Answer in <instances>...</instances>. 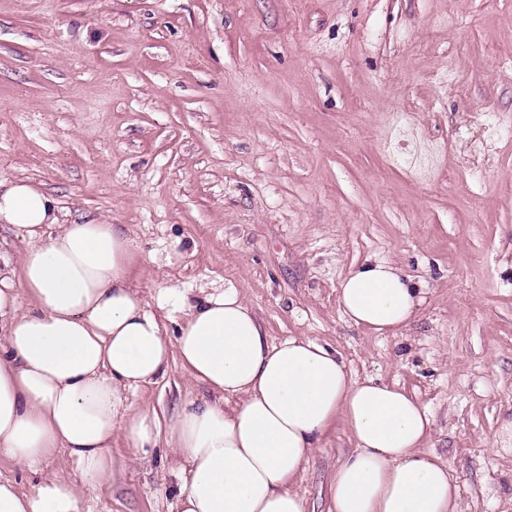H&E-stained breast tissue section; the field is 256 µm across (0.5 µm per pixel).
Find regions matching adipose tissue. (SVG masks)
I'll return each instance as SVG.
<instances>
[{"instance_id": "obj_1", "label": "adipose tissue", "mask_w": 512, "mask_h": 512, "mask_svg": "<svg viewBox=\"0 0 512 512\" xmlns=\"http://www.w3.org/2000/svg\"><path fill=\"white\" fill-rule=\"evenodd\" d=\"M0 224L26 244L17 257L0 252V461L37 477L25 489L0 478V512H84L87 495L130 464L112 448L117 436L132 458L170 449L174 512H308L292 483L339 418L354 450L327 483V512H457L459 488L426 450L429 412L404 389L352 380L310 337L272 343L229 283L195 296L163 288L148 308L130 283L124 226L62 222L28 181L0 183ZM339 302L380 334L406 327L423 298L373 261L347 274ZM175 359L209 398L166 418L129 408L127 393L165 378ZM57 453L79 481L43 473Z\"/></svg>"}]
</instances>
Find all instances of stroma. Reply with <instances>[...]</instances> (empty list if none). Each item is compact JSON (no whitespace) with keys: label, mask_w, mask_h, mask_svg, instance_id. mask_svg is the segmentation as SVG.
<instances>
[{"label":"stroma","mask_w":512,"mask_h":512,"mask_svg":"<svg viewBox=\"0 0 512 512\" xmlns=\"http://www.w3.org/2000/svg\"><path fill=\"white\" fill-rule=\"evenodd\" d=\"M67 223L123 224L147 304L234 285L272 342L429 409L459 512H512V0H0V181ZM401 269L399 334L343 315L348 272ZM179 363L135 409L205 396ZM343 421L295 480L313 512ZM166 446L87 512H172Z\"/></svg>","instance_id":"35a3bbf8"}]
</instances>
